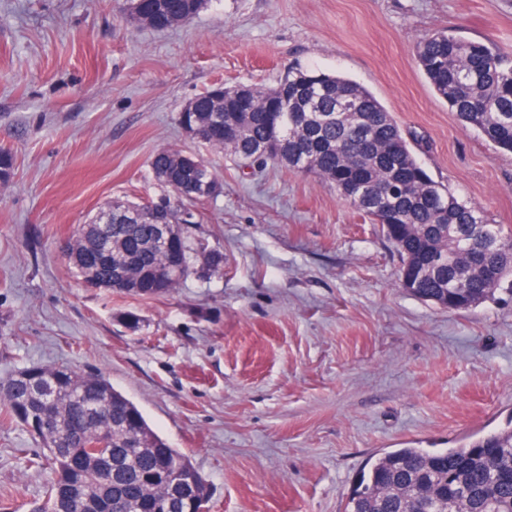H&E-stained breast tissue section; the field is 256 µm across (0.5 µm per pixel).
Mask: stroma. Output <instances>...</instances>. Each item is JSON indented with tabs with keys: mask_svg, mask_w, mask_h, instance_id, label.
Returning <instances> with one entry per match:
<instances>
[{
	"mask_svg": "<svg viewBox=\"0 0 512 512\" xmlns=\"http://www.w3.org/2000/svg\"><path fill=\"white\" fill-rule=\"evenodd\" d=\"M436 31L512 61V0H209L184 24L115 0H0V378L98 371L211 486L209 512H344L368 460L453 448L512 422V288L450 311L400 287L399 255L334 187L244 167L188 137L182 107L291 69L350 78L430 176L512 226V154L463 127L417 56ZM162 148L206 161L222 194L194 233L224 254L157 297L89 288L59 250L101 208L161 187ZM39 443L0 419V512H30Z\"/></svg>",
	"mask_w": 512,
	"mask_h": 512,
	"instance_id": "stroma-1",
	"label": "stroma"
}]
</instances>
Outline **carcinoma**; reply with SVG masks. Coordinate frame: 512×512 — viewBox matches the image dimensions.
Returning <instances> with one entry per match:
<instances>
[{
    "instance_id": "obj_1",
    "label": "carcinoma",
    "mask_w": 512,
    "mask_h": 512,
    "mask_svg": "<svg viewBox=\"0 0 512 512\" xmlns=\"http://www.w3.org/2000/svg\"><path fill=\"white\" fill-rule=\"evenodd\" d=\"M208 2L153 0L151 16L132 8L125 16L173 28ZM417 57L461 124L512 152V63L483 40L446 32L422 38ZM178 122L239 160L285 165L336 187L395 246L400 281L420 300L468 310L512 275V230L434 181L390 113L356 81L295 69L273 87L223 85L196 96ZM226 126L234 130L229 141ZM150 166L182 262L167 263L155 244L156 199L116 204L112 224L94 215L60 244L87 286L151 297L201 271L224 274V254L207 249L183 220L213 199L217 175L196 156L166 148ZM0 407L43 448L29 461L49 470L34 512H200L209 501L191 460L101 373L29 364L0 378ZM44 413L50 422L36 424ZM344 512H512V422L456 448L381 453Z\"/></svg>"
}]
</instances>
